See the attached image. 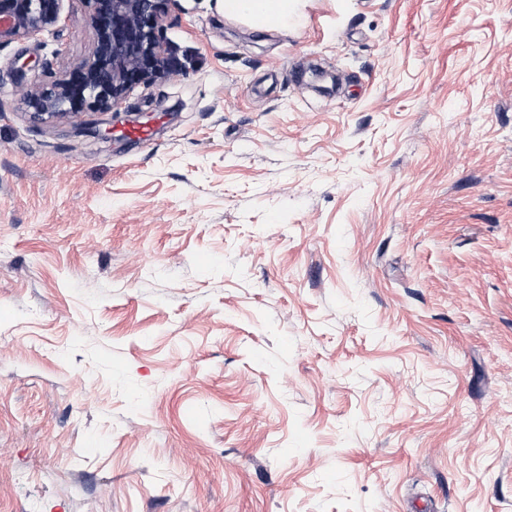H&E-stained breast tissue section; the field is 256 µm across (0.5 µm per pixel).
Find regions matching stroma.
<instances>
[{"instance_id":"35a3bbf8","label":"stroma","mask_w":512,"mask_h":512,"mask_svg":"<svg viewBox=\"0 0 512 512\" xmlns=\"http://www.w3.org/2000/svg\"><path fill=\"white\" fill-rule=\"evenodd\" d=\"M91 14L0 48V512H512V0H171L105 142ZM225 18L244 21L256 28L278 31L299 16V0H220Z\"/></svg>"}]
</instances>
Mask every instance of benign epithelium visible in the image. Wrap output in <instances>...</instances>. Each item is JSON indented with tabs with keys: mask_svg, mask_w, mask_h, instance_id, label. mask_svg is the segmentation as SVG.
<instances>
[{
	"mask_svg": "<svg viewBox=\"0 0 512 512\" xmlns=\"http://www.w3.org/2000/svg\"><path fill=\"white\" fill-rule=\"evenodd\" d=\"M94 46L88 59L46 87L23 92L31 116L63 119L89 136L100 135L87 114L121 108L134 88L166 80L176 59L159 37L170 0H91ZM62 0H0V47L31 40L59 22Z\"/></svg>",
	"mask_w": 512,
	"mask_h": 512,
	"instance_id": "benign-epithelium-1",
	"label": "benign epithelium"
}]
</instances>
